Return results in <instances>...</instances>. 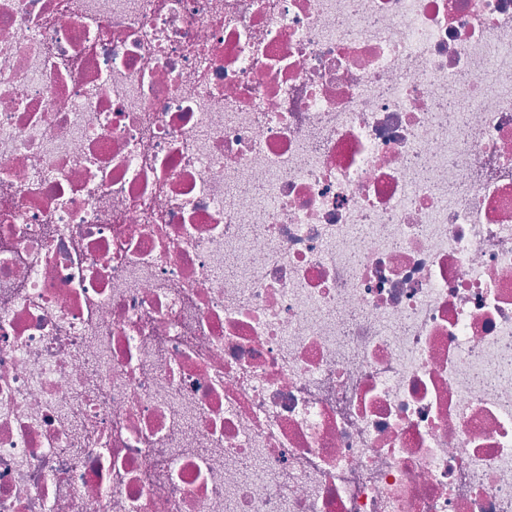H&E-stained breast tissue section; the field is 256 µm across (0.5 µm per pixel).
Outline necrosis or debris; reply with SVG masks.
Instances as JSON below:
<instances>
[{"instance_id":"4bbe7bcc","label":"necrosis or debris","mask_w":512,"mask_h":512,"mask_svg":"<svg viewBox=\"0 0 512 512\" xmlns=\"http://www.w3.org/2000/svg\"><path fill=\"white\" fill-rule=\"evenodd\" d=\"M0 512H512V0H0Z\"/></svg>"}]
</instances>
